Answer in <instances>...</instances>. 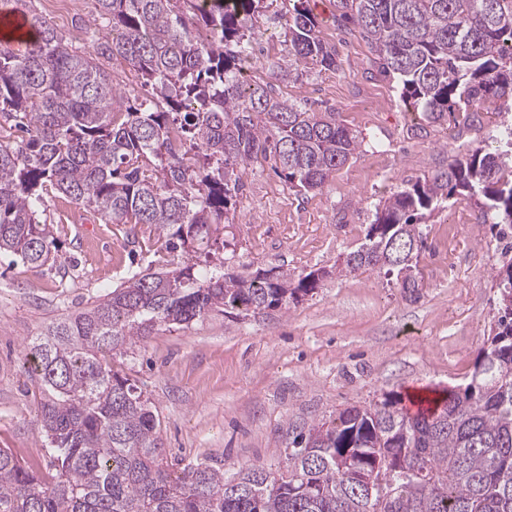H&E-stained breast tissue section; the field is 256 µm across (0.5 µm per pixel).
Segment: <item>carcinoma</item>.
I'll list each match as a JSON object with an SVG mask.
<instances>
[{
    "label": "carcinoma",
    "mask_w": 512,
    "mask_h": 512,
    "mask_svg": "<svg viewBox=\"0 0 512 512\" xmlns=\"http://www.w3.org/2000/svg\"><path fill=\"white\" fill-rule=\"evenodd\" d=\"M34 0H0L36 40H0V253L56 261L49 198L113 224L147 225L162 248L188 254L229 222L237 170L274 161L300 193L322 188L364 138L335 112H312L241 80L253 19L275 0H94L89 49L69 44ZM285 20L288 54L274 78L313 65L336 70L306 0ZM403 97L430 122L459 102L512 103V0H336ZM150 88L125 107L110 63ZM455 195L476 199L512 233V154L476 148L378 204L343 277L383 269L404 293L418 285L422 224ZM328 272L250 277L224 262L134 274L90 306L48 324L25 347L41 394L53 473L0 448V512H512V258L493 268L500 316L470 381L413 413L390 395L304 425L286 470L227 476L201 464L174 477L142 391L108 357L156 326L188 325L215 309L246 316L288 309Z\"/></svg>",
    "instance_id": "carcinoma-1"
}]
</instances>
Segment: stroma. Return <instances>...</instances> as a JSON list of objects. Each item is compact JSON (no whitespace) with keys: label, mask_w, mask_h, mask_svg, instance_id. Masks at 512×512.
Wrapping results in <instances>:
<instances>
[{"label":"stroma","mask_w":512,"mask_h":512,"mask_svg":"<svg viewBox=\"0 0 512 512\" xmlns=\"http://www.w3.org/2000/svg\"><path fill=\"white\" fill-rule=\"evenodd\" d=\"M34 7L84 45L93 0L63 7L34 0ZM314 12L322 39L336 48L337 71L315 68L296 82L271 78L266 62L284 45L283 21L269 11L255 25L265 48L248 80L273 97L336 111L364 142L324 187L303 195L270 166L241 172L235 219L215 256L244 275L331 268L359 246L379 201L398 187L431 174L449 153L500 150L493 128L502 116L494 105L476 103L470 125L425 121L381 72L359 28L340 18L336 0H322ZM46 217L56 263L35 268L0 255V448L39 471L48 458L39 391L22 360L26 342L161 259L152 228L90 221L83 208L57 198L48 200ZM424 233L415 296L382 270H368L325 279L285 310L247 317L215 311L114 352L110 365L141 388L169 462L231 473L279 470L293 425L388 394L416 389L433 397L463 383L497 314L492 265L506 242L464 196L443 203Z\"/></svg>","instance_id":"1"}]
</instances>
